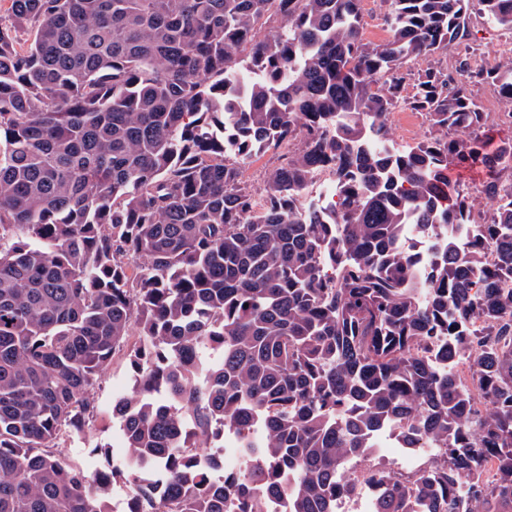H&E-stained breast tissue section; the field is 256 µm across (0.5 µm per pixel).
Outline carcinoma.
<instances>
[{
    "instance_id": "carcinoma-1",
    "label": "carcinoma",
    "mask_w": 512,
    "mask_h": 512,
    "mask_svg": "<svg viewBox=\"0 0 512 512\" xmlns=\"http://www.w3.org/2000/svg\"><path fill=\"white\" fill-rule=\"evenodd\" d=\"M388 39L360 42L361 0H9L0 25V512H335L348 456L389 420L441 451L406 483L373 471L372 512H512V137L491 144L468 88L512 100V63L472 67L469 19L512 32V0H383ZM463 47L455 76L408 63ZM414 93L402 99L406 80ZM248 104H240L237 88ZM430 133L388 153L398 104ZM301 141L265 206L224 153ZM336 168L337 218L296 202ZM486 173L481 237L450 172ZM414 222L440 260L397 241ZM493 260H487V253ZM427 301H419L420 295ZM138 336L132 343L130 337ZM448 337L474 389L429 357ZM217 352L214 360L191 358ZM124 351L136 389L112 413L132 467L63 464V437ZM250 464L208 479L187 448L252 428ZM291 473L286 484L282 474ZM169 500L152 498L151 478Z\"/></svg>"
}]
</instances>
